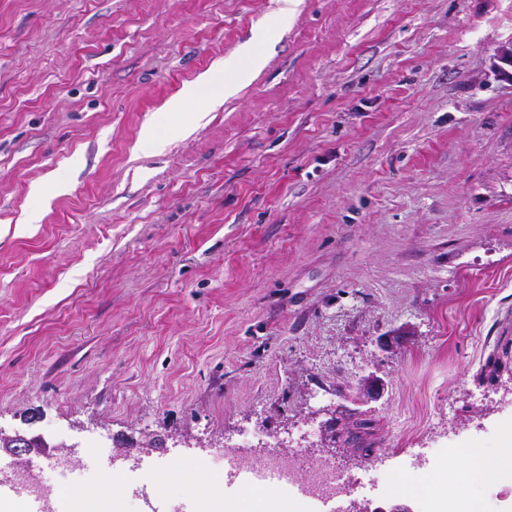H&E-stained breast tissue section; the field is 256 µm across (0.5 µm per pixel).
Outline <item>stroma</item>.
<instances>
[{
  "label": "stroma",
  "mask_w": 512,
  "mask_h": 512,
  "mask_svg": "<svg viewBox=\"0 0 512 512\" xmlns=\"http://www.w3.org/2000/svg\"><path fill=\"white\" fill-rule=\"evenodd\" d=\"M282 6L0 0V429L181 473L260 427L420 512L438 437L512 446V0ZM371 371L368 451L321 440ZM219 85V77L215 71L208 70L201 73L195 81L189 84L183 92L168 102L166 111L181 112L188 105L195 103L200 95L201 90L212 86Z\"/></svg>",
  "instance_id": "stroma-1"
}]
</instances>
